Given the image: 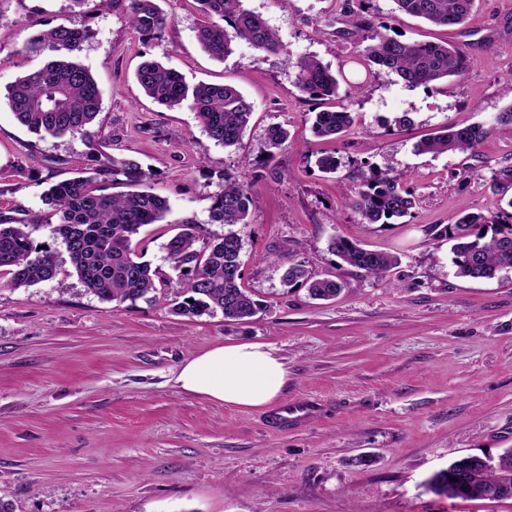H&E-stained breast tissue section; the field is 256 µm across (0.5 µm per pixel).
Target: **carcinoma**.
Here are the masks:
<instances>
[{
	"label": "carcinoma",
	"mask_w": 512,
	"mask_h": 512,
	"mask_svg": "<svg viewBox=\"0 0 512 512\" xmlns=\"http://www.w3.org/2000/svg\"><path fill=\"white\" fill-rule=\"evenodd\" d=\"M208 16L217 20L201 27L198 40L212 58L222 61L233 52L234 42L248 43L260 53H278V34L258 15L243 8L242 0H197ZM398 10L435 26L456 27L469 19L475 0H395ZM104 8L120 9L128 23L148 40L163 37L168 17L158 0H100ZM90 36L87 29L59 23L40 31L15 51V55L49 52L40 68L27 71L6 90L7 106L18 124L40 136L55 139L80 137L88 147L87 163L78 175L51 184L40 196L46 210L32 211L28 220L0 217V288L31 287L55 279L63 260L59 253L34 245L33 232L51 227L61 240L69 263L86 291L102 302L132 303L157 295L169 299L180 316H214L243 321L263 308L262 300L241 285V235L250 207L255 205L252 187L223 174L212 196L209 223L230 227L228 234L210 238L197 246L199 236L192 219L170 220L177 232L163 248L170 270L180 287L167 288L171 278L141 257L131 247L133 236L148 224L171 215L168 201L151 186L152 173L134 158L110 156L103 151L108 136L90 131L101 110V93L90 70L75 51ZM358 57L367 73L386 70L412 87L430 88L469 66L465 52L448 43L411 42L389 34L384 25L372 27L362 39ZM296 87L319 101H336L338 74L320 60L306 56L294 62ZM135 79L145 96L168 109L189 105L207 136L226 148L237 145L250 122L253 106L234 86L199 83L189 87L183 77L154 59L143 61ZM354 123L344 104L315 113L314 135L336 140ZM492 129L457 123L420 141L417 150L433 155L467 153L478 147ZM288 141V130L272 126L267 142L270 151ZM360 183L349 205L368 224H387L412 215L413 194L403 176L393 169H375L362 163ZM122 186L123 192H108ZM512 165L493 177L499 198L494 209L468 213L436 232L448 241L456 274L474 280L491 279L512 269V222L500 215L512 210ZM328 249L351 267L383 278L399 263L396 256L367 249L342 236H333ZM286 280L307 287L319 300L336 298L343 285L336 277H318L302 265H291ZM512 475V448L483 462L477 455L453 461L432 477L430 486L450 498L477 500L478 491L496 486L504 474Z\"/></svg>",
	"instance_id": "carcinoma-1"
}]
</instances>
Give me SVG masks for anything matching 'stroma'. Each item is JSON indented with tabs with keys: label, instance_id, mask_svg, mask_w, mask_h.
Segmentation results:
<instances>
[{
	"label": "stroma",
	"instance_id": "stroma-1",
	"mask_svg": "<svg viewBox=\"0 0 512 512\" xmlns=\"http://www.w3.org/2000/svg\"><path fill=\"white\" fill-rule=\"evenodd\" d=\"M171 22L144 40L99 0H0V171L14 161L37 172L0 180V214L42 206L45 183L85 163L80 139L38 138L18 125L3 96L47 54L12 53L39 30L89 28L78 53L101 91L98 124L108 152L136 157L176 218L209 223L219 175L252 184L256 204L242 232V284L264 310L245 321L185 317L166 300L106 303L87 293L70 264L64 284L0 288V500L14 512H512V500L451 499L428 480L468 455L512 448V270L491 280L456 276L434 229L493 207L492 175L512 165V128L475 154L418 153L444 126L486 123L512 105V0H476L465 27L402 14L394 0H243L274 29L284 53L236 43L224 61L197 40L209 18L197 0H160ZM367 18L406 41H448L467 70L424 89L395 74H366L350 20ZM343 70L340 92L355 122L341 139L312 132V100L292 59ZM164 61L188 83L229 84L253 105L237 146L211 141L189 107L146 98L135 71ZM410 117L395 130V117ZM289 131L276 152L269 126ZM334 154L324 174L308 155ZM402 173L411 216L366 224L348 208L361 162ZM399 259L377 280L327 249L332 236ZM293 264L343 285L330 301L284 280ZM240 342L273 346L288 372L281 399L317 400L318 419L274 431L266 410L183 391L188 358Z\"/></svg>",
	"mask_w": 512,
	"mask_h": 512
}]
</instances>
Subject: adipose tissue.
Masks as SVG:
<instances>
[{"label": "adipose tissue", "mask_w": 512, "mask_h": 512, "mask_svg": "<svg viewBox=\"0 0 512 512\" xmlns=\"http://www.w3.org/2000/svg\"><path fill=\"white\" fill-rule=\"evenodd\" d=\"M287 371L274 349L260 343L224 345L183 362L176 382L184 391L245 408L278 400Z\"/></svg>", "instance_id": "1"}]
</instances>
